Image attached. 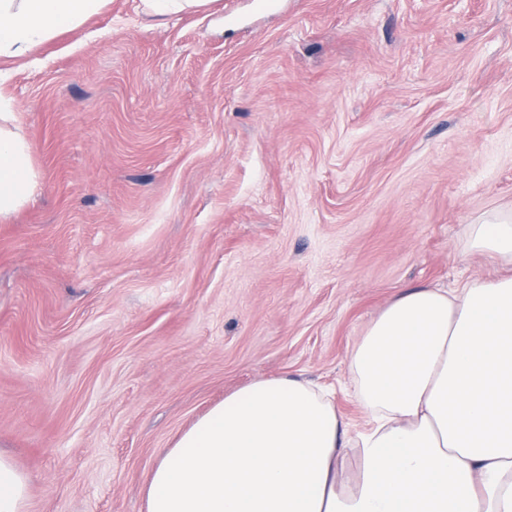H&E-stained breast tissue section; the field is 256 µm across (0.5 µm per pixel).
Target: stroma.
Returning a JSON list of instances; mask_svg holds the SVG:
<instances>
[{"mask_svg":"<svg viewBox=\"0 0 512 512\" xmlns=\"http://www.w3.org/2000/svg\"><path fill=\"white\" fill-rule=\"evenodd\" d=\"M106 0L0 63L39 173L0 222V449L28 512H145L176 435L253 380L336 387L412 285L501 275L512 0ZM148 14L163 16L171 11H181L202 2V0H145ZM465 246L469 251L489 254L512 264V210L493 212L469 224Z\"/></svg>","mask_w":512,"mask_h":512,"instance_id":"stroma-1","label":"stroma"}]
</instances>
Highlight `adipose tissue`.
Here are the masks:
<instances>
[{"mask_svg": "<svg viewBox=\"0 0 512 512\" xmlns=\"http://www.w3.org/2000/svg\"><path fill=\"white\" fill-rule=\"evenodd\" d=\"M104 3L0 0V57L28 56ZM4 105L1 220L38 185ZM465 246L512 264V211L470 225ZM349 371L361 431L331 388L254 381L179 435L150 474L146 512H512V275L410 287L368 326ZM28 500L26 475L0 452V512H27Z\"/></svg>", "mask_w": 512, "mask_h": 512, "instance_id": "ef3b65f1", "label": "adipose tissue"}]
</instances>
